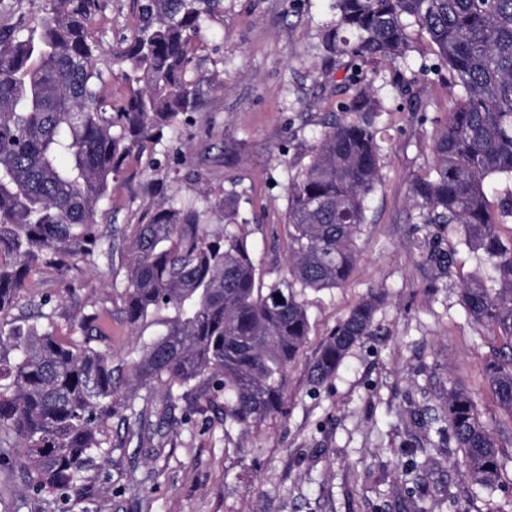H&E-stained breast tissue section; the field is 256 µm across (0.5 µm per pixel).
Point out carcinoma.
Masks as SVG:
<instances>
[{"label":"carcinoma","instance_id":"carcinoma-1","mask_svg":"<svg viewBox=\"0 0 512 512\" xmlns=\"http://www.w3.org/2000/svg\"><path fill=\"white\" fill-rule=\"evenodd\" d=\"M22 2L0 0L14 18L0 25V447L12 449L28 490L54 495L58 512H68L101 480L112 447L106 423L122 412L151 430L139 401L159 387L224 393L227 431L284 413L288 368L310 329L304 292L340 287L357 262V233L380 182L381 106L360 90L343 106L354 117L322 131L292 177L286 278L263 283L233 194L198 204L169 197L134 225L122 314L140 345L116 365L97 345L100 312L78 317L76 340L59 336L52 316L24 311L30 275L95 265L111 181L130 159L177 138L200 106L203 31L223 0H133L135 24L111 52L124 90L110 100L103 48L86 24L95 0H44L34 16ZM336 10L326 48L351 43L360 57L402 59L413 23L454 73L461 93L433 135L432 170L410 182L411 220L460 232L480 262L463 282V309L512 349V240H502L501 215L485 195L487 180L512 178V0H336ZM214 216L224 218V233L207 231ZM415 249L438 287L456 250L430 232ZM385 301V292L370 293L329 332L309 367L314 383L372 335ZM484 372L512 419V355ZM431 421L454 443L469 483L493 489L503 451L472 392L453 385Z\"/></svg>","mask_w":512,"mask_h":512}]
</instances>
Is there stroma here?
<instances>
[{"instance_id":"1","label":"stroma","mask_w":512,"mask_h":512,"mask_svg":"<svg viewBox=\"0 0 512 512\" xmlns=\"http://www.w3.org/2000/svg\"><path fill=\"white\" fill-rule=\"evenodd\" d=\"M90 28L112 48L134 23L133 0H98ZM336 0H224L208 23L200 60L201 106L181 140L157 147L160 171L131 163L102 203L103 222L119 230L140 223L162 198L203 193L239 199V223L270 284L287 275L288 184L311 160L317 135L341 118L342 104L370 86L382 106L381 181L356 241L357 263L338 288L307 292L310 334L288 373L285 415L241 433L224 428V397L155 390L157 415L175 399L186 422L148 439L128 435L112 418L116 449L74 512H512V419L497 405L483 373L501 345L461 304L463 276L479 263L457 232L452 275L429 287L413 242L409 184L433 166L434 130L448 123L457 88L426 33L411 28L406 58L362 59L331 53L321 42ZM122 237L106 238L96 266L33 272V296L53 298L63 336L76 316L110 310L102 348L117 357L136 346L121 320ZM387 294L369 339L354 346L321 385L308 367L330 329L372 291ZM473 393L507 460L498 487L473 492L454 467L430 418L450 383Z\"/></svg>"}]
</instances>
